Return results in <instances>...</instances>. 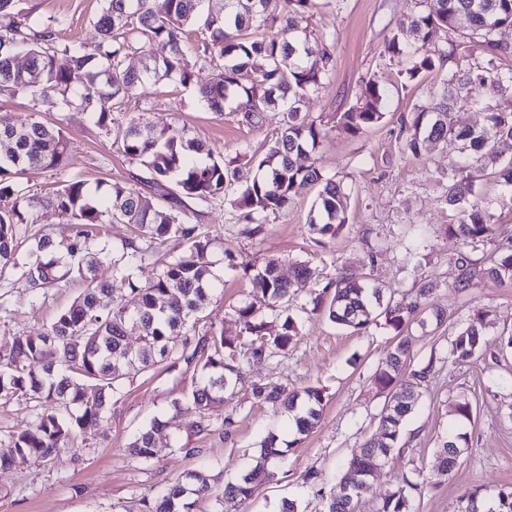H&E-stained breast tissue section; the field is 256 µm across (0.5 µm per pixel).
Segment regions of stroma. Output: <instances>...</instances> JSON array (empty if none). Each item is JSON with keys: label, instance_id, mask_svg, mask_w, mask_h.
<instances>
[{"label": "stroma", "instance_id": "35a3bbf8", "mask_svg": "<svg viewBox=\"0 0 512 512\" xmlns=\"http://www.w3.org/2000/svg\"><path fill=\"white\" fill-rule=\"evenodd\" d=\"M24 3L32 19L64 18L57 32L60 43L90 45L99 38L96 21L103 0ZM413 9V0H318L310 19L311 39L331 40L336 60L334 71L323 77L305 104L310 119L331 129L317 149L323 171L341 181L349 195L348 222L335 238H321L308 224L318 192L314 185L300 188L288 208L269 217L255 236L248 234L229 201L215 199L203 210L200 223L211 241L214 274L206 312L215 324L235 330L234 309L251 291L242 271L245 264L275 258L288 277L295 263L305 261L313 271L307 292L289 309L299 333L287 356L251 363L247 381L226 389L222 401L208 411L217 426L224 415H234L232 435L218 430L197 435L176 421L174 428L157 435L153 459L129 455L134 435L153 420L173 419L176 404L193 389L191 373L166 362L125 376L111 413L76 438L73 451L47 462L0 469V512H142L143 496L201 469L215 476V496L226 482L255 465L261 442L271 433L290 441L291 447L274 464V479L257 486L239 512H277L285 498L297 500L300 512H326L325 500L302 485L301 476L314 467L329 485H336L343 475L342 461L375 433L385 397L372 375L393 338L385 325L359 333L331 322L326 309H314L312 295L342 269L397 298L411 295L414 284L431 283L426 306L446 315L442 326L412 329V367H419L432 351L442 357L443 367L424 387L418 409L404 427L400 453L375 479L359 512H377L402 474L431 485L415 500L413 512H458L470 491L490 497L512 489V352L495 346L501 334L512 331V283L486 279L463 291L455 286L462 241L446 234L455 216L427 175L459 159L458 142L429 143L416 155L403 149L402 123L427 102L444 71L425 72L406 83L398 76V63L389 59L386 40ZM375 74L386 86V119L361 133H347L341 115ZM236 105L232 99L224 113L212 112L192 88L165 79L148 87L132 114L157 128L185 129L205 142L215 158L228 160L262 150L281 119L271 112L262 127L250 129L241 124ZM33 115L62 125L70 148L62 171L28 173L21 178L22 187L36 192L77 178L91 193L101 194L112 183L146 178L142 166L129 162L112 132L99 127L91 115L73 109L43 112L31 98L0 95V121L18 123ZM477 189L499 201L492 211L499 239L512 236V190L491 174L479 177ZM82 288V283L70 282L38 297L18 273H0V351L9 348L13 337L42 331ZM479 310L486 313L490 348L477 362H456L450 352L452 335ZM254 380L275 381L291 390L323 388L320 423L293 442L288 414L254 404ZM464 400L472 407L468 421L455 412ZM457 432L466 434L468 446L448 476L437 479L434 450L442 437ZM214 496L198 503L199 512H216Z\"/></svg>", "mask_w": 512, "mask_h": 512}]
</instances>
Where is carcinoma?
I'll use <instances>...</instances> for the list:
<instances>
[{"label":"carcinoma","mask_w":512,"mask_h":512,"mask_svg":"<svg viewBox=\"0 0 512 512\" xmlns=\"http://www.w3.org/2000/svg\"><path fill=\"white\" fill-rule=\"evenodd\" d=\"M23 0H0V93L23 94L46 110L74 107L96 114V123L121 140L124 155L150 173L149 183L161 190L168 203L158 207L153 196L130 183H115L104 200L91 196L76 178L43 194L21 188L18 178L34 170L64 168L68 139L62 129L36 119L19 125L0 124V269L10 268L40 293L64 279H79L84 291L61 311L46 330L36 335L16 336L8 353L0 355V399L25 398L40 408L29 427L9 434L11 453L0 456V467L51 458L79 432L104 418L112 399L122 389L120 369L137 374L163 361L176 360L193 368L195 386L187 409L199 420L197 432L210 431L205 418L210 405L221 400L224 386L240 380L252 360L284 356L297 335V322L288 309L304 292L311 276L307 263L295 266L284 277L274 260L262 266L245 265L252 288L249 301L235 309L236 330L231 334L214 324L196 325L204 315L212 288L210 240L191 218L197 207L216 198L231 197L240 217L260 230L267 217L288 208L292 195L305 185L319 186L310 224L317 233L332 238L347 221L348 196L335 177L316 165L313 154L327 137L326 129L309 119L303 106L321 80L334 69L331 45L311 41L308 21L316 0H224V8L204 9V0H165L156 12L151 0H104L97 19L99 40L91 45L56 43L61 19L34 21L22 7ZM425 9V0H415L417 10L400 21L386 40L385 50L398 59L400 74L407 81L430 72L454 55L455 35L478 44L485 60L474 68L448 72L429 103L414 111L404 137L405 150L416 155L426 143L450 138L466 146L467 161L448 163V172L432 178L445 183L443 202L458 215L448 233L476 248L493 235L489 209L493 200L474 197L477 178L491 171L502 185L512 188V159L496 149L503 139H512V110H502L489 100L512 89V68L497 60L512 56V45L500 37L512 28V0H435ZM196 25L207 35L202 53L189 60L184 43L185 26ZM431 43L434 55L421 56L416 44ZM26 50V62H17L16 51ZM140 51V69L126 66L129 52ZM212 69V77L198 83L196 71ZM163 78H176L196 86L197 96L213 112H224L229 92L241 97L235 111L242 122L255 126L268 112L281 114L280 127L265 152L250 156L261 175L245 186H235L236 169L231 164L196 158L205 145L187 136L182 128L156 130L131 118L125 124L108 112H99L97 100L108 95L113 109L126 111L132 98L144 95L147 86ZM385 87L377 76L366 80L358 102L342 115L345 130L357 134L383 122ZM486 110L480 130L459 125L453 113L462 104ZM52 208L75 232L58 242L41 237L19 250L25 241V225L35 215ZM132 224L144 246L130 241L120 255L112 257V281L98 283L91 276L101 247L92 251V241L101 238L104 225ZM171 237L186 243V252L161 263L154 279L140 283L137 271L155 252V245ZM456 287L490 278L512 280V246L502 251L496 264L477 267L465 254L458 260ZM334 290L328 306L329 319L355 331H367L382 318L396 331V341L374 374V383L386 395L398 399L384 405L375 434L361 452L344 463L345 473L334 487H327L322 471L310 468L303 484L326 499L327 512H357L359 502L371 491L374 478L399 447L405 422L415 412L421 390L433 371V362L410 370L411 326L425 325L421 298L432 291L421 283L410 298L394 299L383 289L353 279L344 271L327 283L322 293ZM262 308L284 313L280 331L271 335L258 320ZM483 318L469 320L451 340L452 354L460 362L478 360L487 347ZM135 331L143 346L137 351L126 343ZM257 405H269L294 413L297 431L304 433L318 422L323 392L317 387L290 390L273 382L252 384ZM173 422L154 420L129 444L131 454L148 461L154 455L156 435ZM271 434L262 446L256 464L236 480L224 485L216 497L217 512H238L255 484L274 473L266 468L284 456ZM465 435L443 439L436 448L438 476L445 477L461 455ZM190 485L175 483L143 498L145 512H194L197 499L211 495V476L204 471L188 475ZM426 485L402 478L382 501L378 512H411L412 502ZM464 512H512V490L501 491L487 503L473 492L466 497Z\"/></svg>","instance_id":"carcinoma-1"}]
</instances>
